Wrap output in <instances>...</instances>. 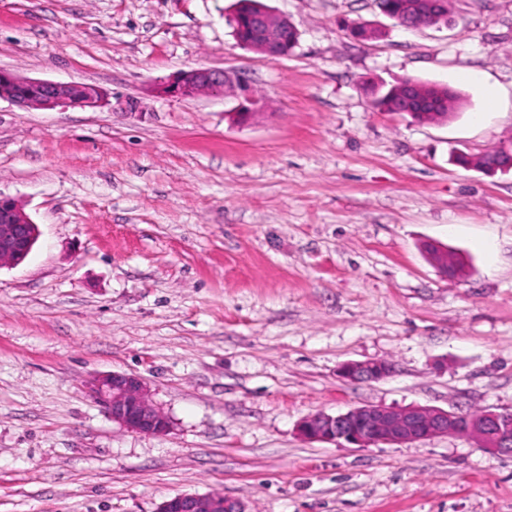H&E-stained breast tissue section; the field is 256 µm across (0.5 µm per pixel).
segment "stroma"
<instances>
[{
  "instance_id": "stroma-1",
  "label": "stroma",
  "mask_w": 512,
  "mask_h": 512,
  "mask_svg": "<svg viewBox=\"0 0 512 512\" xmlns=\"http://www.w3.org/2000/svg\"><path fill=\"white\" fill-rule=\"evenodd\" d=\"M234 0H0V69L85 83L141 111L0 99V194L39 226L0 267V512H157L215 493L246 512H512V457L441 435L338 446L297 432L362 405L512 411V172L455 163L512 146V0H450L406 30L377 0H266L298 31L240 46ZM377 24L379 39L348 25ZM236 92H156L189 68ZM459 92L448 121L373 109L366 87ZM495 85L496 104L483 86ZM470 263L444 277L425 246ZM385 360L354 383L346 361ZM146 384L163 435L87 393ZM393 365L388 361L345 362L338 367V376L350 382H374L388 377Z\"/></svg>"
}]
</instances>
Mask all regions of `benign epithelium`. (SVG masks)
<instances>
[{
  "mask_svg": "<svg viewBox=\"0 0 512 512\" xmlns=\"http://www.w3.org/2000/svg\"><path fill=\"white\" fill-rule=\"evenodd\" d=\"M288 17L274 12L262 13L253 20L252 39L244 47L255 50L270 60H277L279 32ZM235 80L224 70L190 68L180 70L156 86L170 97L192 98L204 93H224L234 87ZM6 98L22 107L39 110L81 107L103 108L110 105L109 94L87 84L61 83L23 77L0 70V99ZM256 99L246 94L233 122L244 125L254 114ZM39 238L38 225L17 199L0 195V266L22 263ZM393 365L387 361L345 362L338 376L350 382H374L388 377ZM89 392L100 403L112 421L124 429L156 435L166 432L169 420L149 398L142 379L134 374L113 372L94 377ZM461 414L438 407L407 406L394 408L367 405L345 412H317L298 424L300 435L314 442L360 447L379 444H407L452 433L475 441L479 447L499 455L512 456V430L506 423L512 412L490 410L482 420L467 425ZM158 512H245L242 505L219 494H177L161 503Z\"/></svg>",
  "mask_w": 512,
  "mask_h": 512,
  "instance_id": "1",
  "label": "benign epithelium"
}]
</instances>
